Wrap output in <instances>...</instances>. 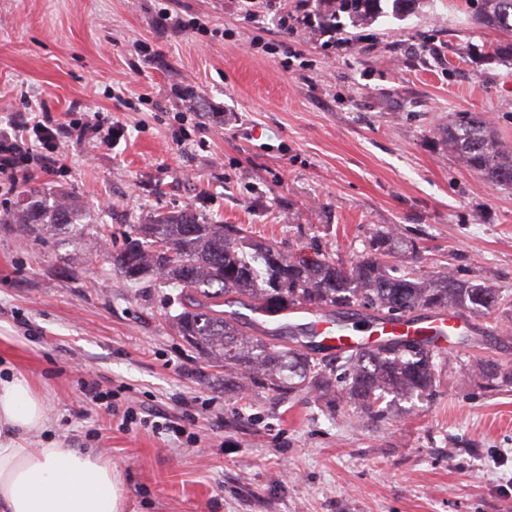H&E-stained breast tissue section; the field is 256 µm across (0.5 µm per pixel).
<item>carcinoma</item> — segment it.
<instances>
[{
	"label": "carcinoma",
	"mask_w": 512,
	"mask_h": 512,
	"mask_svg": "<svg viewBox=\"0 0 512 512\" xmlns=\"http://www.w3.org/2000/svg\"><path fill=\"white\" fill-rule=\"evenodd\" d=\"M318 20L344 29L367 25L382 14L381 0H317ZM479 25L499 32L493 55L512 60V0H471ZM448 151L485 180L512 186V148L498 142L490 122L462 112L442 129ZM74 208L64 195L36 200L9 218L26 230L73 223ZM113 266L131 280L151 273L177 290L174 317L179 336L212 362L247 372L249 381L280 396L302 388L327 391L339 381L346 402L375 410L384 394L422 395L432 390L434 359L423 342L393 340L349 353H325L312 337L290 330L288 340L255 326L239 312L223 310L234 295L242 307L270 313L290 307L326 310L346 321L354 313L394 320L420 308H459L476 316L500 307L490 289L453 274L393 277L383 260L369 253L351 265L322 253L286 255L254 242L242 227L201 224L188 211L159 213L131 230Z\"/></svg>",
	"instance_id": "1"
}]
</instances>
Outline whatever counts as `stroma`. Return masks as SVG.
I'll return each instance as SVG.
<instances>
[{
	"instance_id": "stroma-1",
	"label": "stroma",
	"mask_w": 512,
	"mask_h": 512,
	"mask_svg": "<svg viewBox=\"0 0 512 512\" xmlns=\"http://www.w3.org/2000/svg\"><path fill=\"white\" fill-rule=\"evenodd\" d=\"M372 24L320 27L315 0H0V130L18 113L120 122L111 147L61 139L44 193L74 224L21 232L0 185V376L44 397L32 444L92 448L123 479L127 512H512V187L465 167L439 129L479 112L512 146V62L470 0H412ZM172 8L188 27L160 26ZM246 227L284 254L351 263L395 231L398 273L453 271L496 292L437 360L431 395L384 417L300 390L236 386L172 329L174 291L126 280L109 254L158 212ZM110 392L132 422L87 403ZM184 432L157 434L153 422Z\"/></svg>"
}]
</instances>
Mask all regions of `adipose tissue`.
<instances>
[{"mask_svg":"<svg viewBox=\"0 0 512 512\" xmlns=\"http://www.w3.org/2000/svg\"><path fill=\"white\" fill-rule=\"evenodd\" d=\"M47 425L27 379L0 380V512H125L121 476L99 452L26 445Z\"/></svg>","mask_w":512,"mask_h":512,"instance_id":"obj_1","label":"adipose tissue"}]
</instances>
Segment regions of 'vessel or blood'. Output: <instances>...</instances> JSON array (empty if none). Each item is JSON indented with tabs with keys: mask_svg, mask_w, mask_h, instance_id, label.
Wrapping results in <instances>:
<instances>
[{
	"mask_svg": "<svg viewBox=\"0 0 512 512\" xmlns=\"http://www.w3.org/2000/svg\"><path fill=\"white\" fill-rule=\"evenodd\" d=\"M249 319L259 327L273 332L281 327L301 328L317 337L328 350L338 348L355 350L380 344L391 339L432 337L433 351L445 349L448 337L472 331L471 319L456 310L430 311L424 314L405 316L398 320H364L360 327H343L335 316L325 311L302 307L284 309L271 314L260 307H252Z\"/></svg>",
	"mask_w": 512,
	"mask_h": 512,
	"instance_id": "vessel-or-blood-1",
	"label": "vessel or blood"
}]
</instances>
